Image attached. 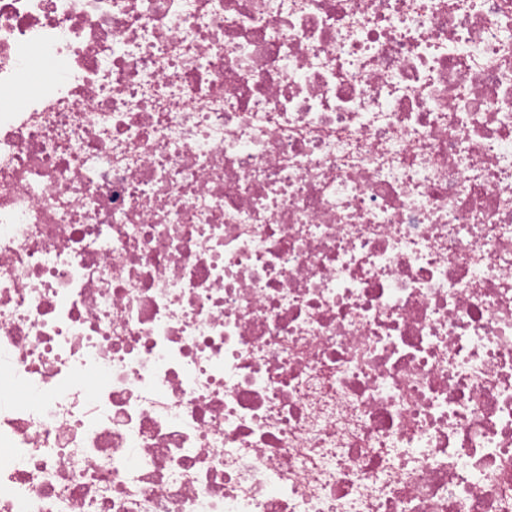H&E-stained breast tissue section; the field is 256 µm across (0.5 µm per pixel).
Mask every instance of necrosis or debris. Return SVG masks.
I'll use <instances>...</instances> for the list:
<instances>
[{
	"mask_svg": "<svg viewBox=\"0 0 512 512\" xmlns=\"http://www.w3.org/2000/svg\"><path fill=\"white\" fill-rule=\"evenodd\" d=\"M0 512H512V0H0Z\"/></svg>",
	"mask_w": 512,
	"mask_h": 512,
	"instance_id": "4bbe7bcc",
	"label": "necrosis or debris"
}]
</instances>
